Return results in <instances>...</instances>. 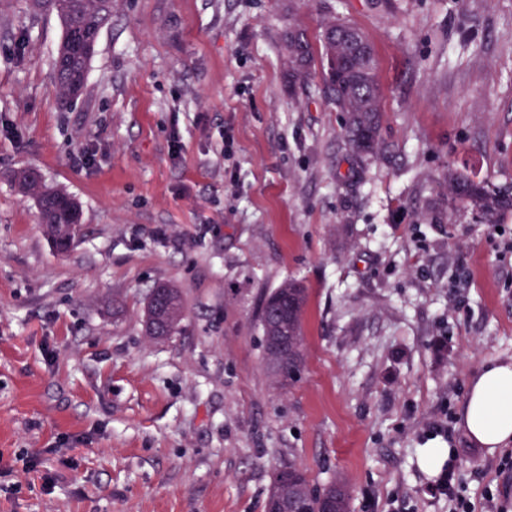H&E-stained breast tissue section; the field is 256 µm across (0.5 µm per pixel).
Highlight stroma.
<instances>
[{
  "mask_svg": "<svg viewBox=\"0 0 512 512\" xmlns=\"http://www.w3.org/2000/svg\"><path fill=\"white\" fill-rule=\"evenodd\" d=\"M373 44L383 156L289 73V24ZM56 17L0 0V512H265L274 472L337 476L350 512L512 506V446L471 443V374L512 360V209L449 205V169L512 191V0H116L63 104ZM34 168L82 211L56 252ZM308 293L305 365L279 384L261 299ZM185 317L147 336L155 284ZM159 288H163L164 290H166L167 295L169 296L170 316L168 319L167 327L160 326L155 328L149 324L147 317V332L150 336L154 337H164L172 335L179 327L184 316V303L180 291L177 288H173L167 285H161L153 289L152 292ZM441 443H429L422 449V466L425 470L433 473L441 471L446 459H449L450 449ZM432 490L445 496L448 495V502L453 504L456 509H462L455 512H472L469 502L462 494V480L454 460L448 462V471Z\"/></svg>",
  "mask_w": 512,
  "mask_h": 512,
  "instance_id": "stroma-1",
  "label": "stroma"
}]
</instances>
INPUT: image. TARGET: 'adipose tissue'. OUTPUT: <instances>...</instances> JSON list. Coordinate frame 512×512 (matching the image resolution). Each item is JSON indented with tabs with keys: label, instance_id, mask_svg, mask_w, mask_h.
<instances>
[{
	"label": "adipose tissue",
	"instance_id": "adipose-tissue-1",
	"mask_svg": "<svg viewBox=\"0 0 512 512\" xmlns=\"http://www.w3.org/2000/svg\"><path fill=\"white\" fill-rule=\"evenodd\" d=\"M462 427L478 447L512 444V361L487 363L471 375Z\"/></svg>",
	"mask_w": 512,
	"mask_h": 512
}]
</instances>
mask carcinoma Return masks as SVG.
<instances>
[{"label": "carcinoma", "mask_w": 512, "mask_h": 512, "mask_svg": "<svg viewBox=\"0 0 512 512\" xmlns=\"http://www.w3.org/2000/svg\"><path fill=\"white\" fill-rule=\"evenodd\" d=\"M115 0H31L38 13L51 14L62 26V38L54 59V78L60 95L74 99L84 88L91 58L78 52V48L96 39L112 21ZM339 21L330 19L322 26L319 47H314L307 32L290 25L284 31L282 42L288 57L291 78L303 84L310 76L315 61L327 63L337 57L340 65L323 71L325 94L336 111L344 114V136L352 151L358 155H374L383 150L380 141L381 96L375 79L374 52L356 53L346 45L330 39ZM13 180L25 195L37 198L38 203L49 205V211L39 212L40 223L55 248L64 253L74 243L79 232V222L69 212L68 206L78 203L66 192L47 187L38 173L21 169L13 173ZM448 200L491 219L505 209H512V195L492 188L485 181H476L456 170H448L446 177ZM169 296L170 316L167 326H147L154 337L172 335L184 316V303L178 289L163 286ZM307 304V291L298 282L288 280L264 296L259 311L263 336L264 360L284 384L297 379L304 363V336L302 319ZM291 336L293 351L286 358L274 353V347L283 335ZM288 468L297 471L291 486L281 482L280 471H275L267 495L265 509L277 496H288L301 501L307 512H321L322 500L330 495L336 499V512H349L351 493L346 481L336 478L322 489L310 482L307 471L294 464Z\"/></svg>", "instance_id": "cac0c4a2"}]
</instances>
